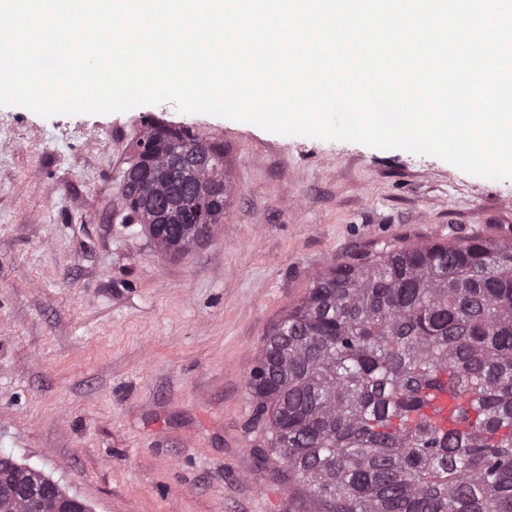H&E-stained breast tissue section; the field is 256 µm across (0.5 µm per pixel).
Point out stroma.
I'll return each mask as SVG.
<instances>
[{"label":"stroma","mask_w":512,"mask_h":512,"mask_svg":"<svg viewBox=\"0 0 512 512\" xmlns=\"http://www.w3.org/2000/svg\"><path fill=\"white\" fill-rule=\"evenodd\" d=\"M152 117L224 145V222L160 253L121 205ZM0 455L91 512H308L247 391L265 339L333 264L387 241H512V180L173 104L0 107Z\"/></svg>","instance_id":"obj_1"}]
</instances>
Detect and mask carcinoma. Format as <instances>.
<instances>
[{"label": "carcinoma", "instance_id": "cac0c4a2", "mask_svg": "<svg viewBox=\"0 0 512 512\" xmlns=\"http://www.w3.org/2000/svg\"><path fill=\"white\" fill-rule=\"evenodd\" d=\"M180 143L206 162L197 197L224 178V148L148 124L138 192L181 207L167 175ZM166 254L193 225L151 235ZM267 460L309 512H512V242L385 243L317 277L269 333L248 379ZM39 472L0 456V512Z\"/></svg>", "mask_w": 512, "mask_h": 512}]
</instances>
